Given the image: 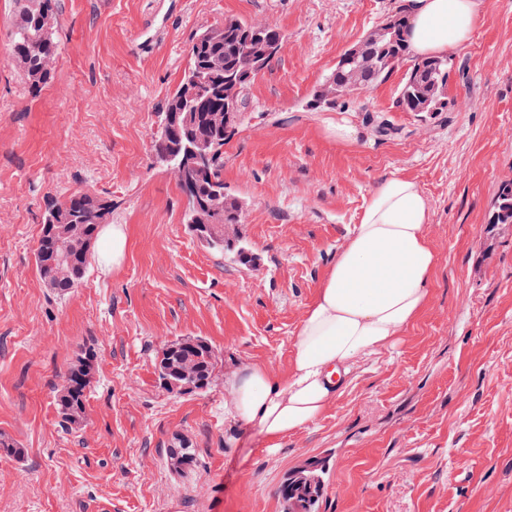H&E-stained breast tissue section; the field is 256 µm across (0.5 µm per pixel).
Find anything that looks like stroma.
Segmentation results:
<instances>
[{"mask_svg":"<svg viewBox=\"0 0 512 512\" xmlns=\"http://www.w3.org/2000/svg\"><path fill=\"white\" fill-rule=\"evenodd\" d=\"M52 80L30 94L7 53L0 0V512H287V475L323 461L316 512H512V224L490 217L512 179V0H487L452 57L448 105L395 104L396 71L368 97L309 105L340 55L395 0H61ZM235 16L286 40L252 82L224 145V190L255 262L216 252L183 221L186 197L152 136L198 30ZM347 118L355 143L327 127ZM416 180L432 208L430 302L363 363L312 426L268 452L224 419V379L283 373L306 306L381 177ZM112 201L129 248L90 256L59 296L36 270L47 197ZM212 345L209 386L168 392L171 343ZM97 356L83 421L56 397L84 348ZM234 447H227L229 436ZM194 458L173 470L169 452Z\"/></svg>","mask_w":512,"mask_h":512,"instance_id":"1","label":"stroma"}]
</instances>
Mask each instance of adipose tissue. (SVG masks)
Returning <instances> with one entry per match:
<instances>
[{
	"label": "adipose tissue",
	"mask_w": 512,
	"mask_h": 512,
	"mask_svg": "<svg viewBox=\"0 0 512 512\" xmlns=\"http://www.w3.org/2000/svg\"><path fill=\"white\" fill-rule=\"evenodd\" d=\"M406 38L422 58L449 56L468 43L487 0H396ZM431 207L406 176L380 178L359 221L307 306L286 372L258 364L224 380V417L253 428L268 451L314 424L355 366L390 346L425 311L437 264L427 235Z\"/></svg>",
	"instance_id": "obj_1"
}]
</instances>
